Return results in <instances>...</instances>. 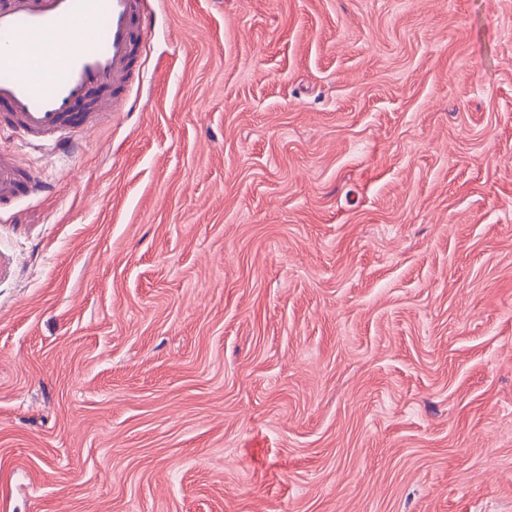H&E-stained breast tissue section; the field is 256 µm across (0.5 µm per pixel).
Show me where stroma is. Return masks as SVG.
Listing matches in <instances>:
<instances>
[{
  "instance_id": "35a3bbf8",
  "label": "stroma",
  "mask_w": 512,
  "mask_h": 512,
  "mask_svg": "<svg viewBox=\"0 0 512 512\" xmlns=\"http://www.w3.org/2000/svg\"><path fill=\"white\" fill-rule=\"evenodd\" d=\"M150 7L0 132V512H512V0ZM51 189L46 182L33 174L24 181L18 159L0 150V204L11 202L23 193L27 197L45 196Z\"/></svg>"
}]
</instances>
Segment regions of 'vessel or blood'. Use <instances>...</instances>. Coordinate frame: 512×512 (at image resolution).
I'll use <instances>...</instances> for the list:
<instances>
[{
    "mask_svg": "<svg viewBox=\"0 0 512 512\" xmlns=\"http://www.w3.org/2000/svg\"><path fill=\"white\" fill-rule=\"evenodd\" d=\"M149 0H0V129L36 148L70 151L131 111L133 49L151 27ZM50 186L0 150V203Z\"/></svg>",
    "mask_w": 512,
    "mask_h": 512,
    "instance_id": "b4317fda",
    "label": "vessel or blood"
}]
</instances>
